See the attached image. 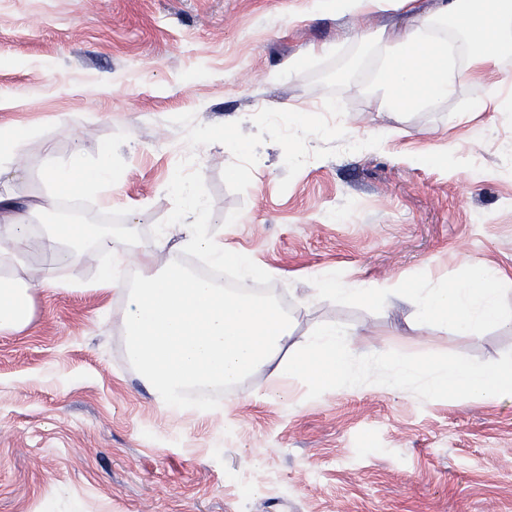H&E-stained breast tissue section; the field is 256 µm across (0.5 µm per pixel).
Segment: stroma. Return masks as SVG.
Returning a JSON list of instances; mask_svg holds the SVG:
<instances>
[{
  "label": "stroma",
  "mask_w": 512,
  "mask_h": 512,
  "mask_svg": "<svg viewBox=\"0 0 512 512\" xmlns=\"http://www.w3.org/2000/svg\"><path fill=\"white\" fill-rule=\"evenodd\" d=\"M407 15L336 16L312 0H0V90L17 100L0 128L29 135L14 193L47 194L49 164L108 158L119 191L79 201L84 224L126 229L138 245L171 212L166 192L189 150L173 116L240 122L264 108L322 112L327 90L267 76L288 58L407 28ZM458 57L455 91L438 106L390 112L352 83L340 93L347 141L383 131L380 147L309 160L287 190L282 148H258L244 194L222 180L221 144L195 152L213 215L209 230L279 277L238 275L274 298L304 336L342 323L351 383L317 389L247 376L204 409L163 407L127 356L125 295L97 283L104 256L62 267L27 243L29 329L0 334V512H512V395L476 404L395 387L388 359L512 362L508 322L469 337L431 327L394 331L391 299L314 298L316 276L341 282L456 280L462 260L512 268V111L484 112L512 91L507 59L482 82Z\"/></svg>",
  "instance_id": "35a3bbf8"
}]
</instances>
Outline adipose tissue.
Instances as JSON below:
<instances>
[{"label": "adipose tissue", "mask_w": 512, "mask_h": 512, "mask_svg": "<svg viewBox=\"0 0 512 512\" xmlns=\"http://www.w3.org/2000/svg\"><path fill=\"white\" fill-rule=\"evenodd\" d=\"M314 6L339 15L392 10L409 14L410 29L396 41H384L376 77L386 107L394 112L433 107L452 93L453 68L441 29L452 25L462 34L470 76L476 81L491 62L512 52V0H439L428 14L420 11L418 0H315ZM44 178L54 198H80L91 188L112 182L105 159L92 168L77 159L65 167H50ZM170 188L182 192L184 199L172 233L161 234L135 254L124 238L88 224L35 229L30 217L41 210V203L26 204L0 191V334L22 331L33 319V295L24 277L20 245L39 242L55 261L73 264L91 241L113 257V267L100 285L123 289L129 360L164 406H173L190 390L236 387L264 368L272 380L302 378L318 388L351 381L352 343L341 324L329 322L314 334L297 338L287 313L272 299L224 289L178 264L151 271L152 254L166 249L173 239L181 249L204 255L214 265L252 267L246 255L226 247L206 225L195 221L198 195L192 187L175 178ZM507 278L495 265L478 271L467 265L460 278L437 288L419 282L360 281L351 284L348 293L362 302L379 296L407 305L406 325L412 335L433 326H451L477 336L485 327L503 322L499 285ZM391 369L399 384L423 378L426 393L434 397L461 391L479 404L512 392V363L403 359L393 362Z\"/></svg>", "instance_id": "adipose-tissue-1"}]
</instances>
